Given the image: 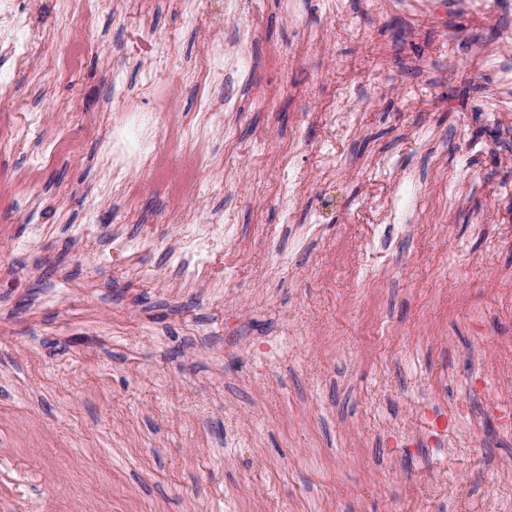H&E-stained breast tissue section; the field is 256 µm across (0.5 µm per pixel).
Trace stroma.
<instances>
[{
  "mask_svg": "<svg viewBox=\"0 0 512 512\" xmlns=\"http://www.w3.org/2000/svg\"><path fill=\"white\" fill-rule=\"evenodd\" d=\"M13 6L36 38L14 68L0 23V138L42 124L0 151V512H512V86L473 68L471 19L111 0L76 25L74 0ZM213 37L250 76L213 83L236 137L211 134L178 220L177 130ZM147 67L159 153L130 202L102 145L113 80L138 90ZM201 224L209 267L187 282Z\"/></svg>",
  "mask_w": 512,
  "mask_h": 512,
  "instance_id": "stroma-1",
  "label": "stroma"
}]
</instances>
